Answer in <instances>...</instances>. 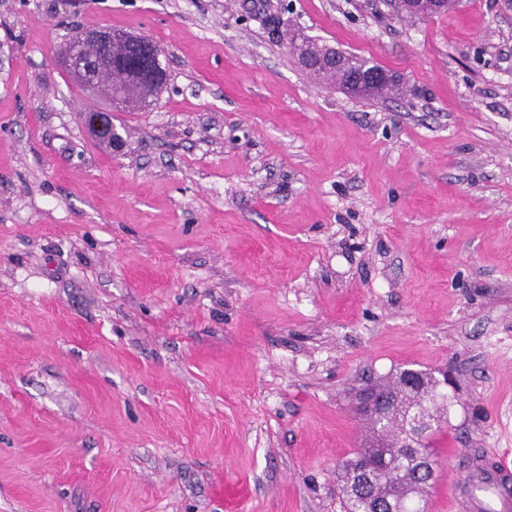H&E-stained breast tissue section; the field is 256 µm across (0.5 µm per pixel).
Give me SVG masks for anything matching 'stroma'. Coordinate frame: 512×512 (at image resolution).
I'll return each instance as SVG.
<instances>
[{"mask_svg":"<svg viewBox=\"0 0 512 512\" xmlns=\"http://www.w3.org/2000/svg\"><path fill=\"white\" fill-rule=\"evenodd\" d=\"M0 0V512H345L365 380L444 372L428 512L512 452V0ZM398 74L320 81L267 15ZM161 49L116 112L69 36ZM62 63L66 66L69 72L78 80L85 82V74L88 72L90 66L86 64L84 59H79L76 53L83 58H93L95 55L89 54L83 44L77 43L75 37L72 36L65 40L62 47ZM74 49L68 50V49Z\"/></svg>","mask_w":512,"mask_h":512,"instance_id":"1","label":"stroma"}]
</instances>
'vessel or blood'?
Returning <instances> with one entry per match:
<instances>
[{
  "instance_id": "vessel-or-blood-1",
  "label": "vessel or blood",
  "mask_w": 512,
  "mask_h": 512,
  "mask_svg": "<svg viewBox=\"0 0 512 512\" xmlns=\"http://www.w3.org/2000/svg\"><path fill=\"white\" fill-rule=\"evenodd\" d=\"M466 475L452 489L460 512H512V461L476 448L466 456Z\"/></svg>"
}]
</instances>
